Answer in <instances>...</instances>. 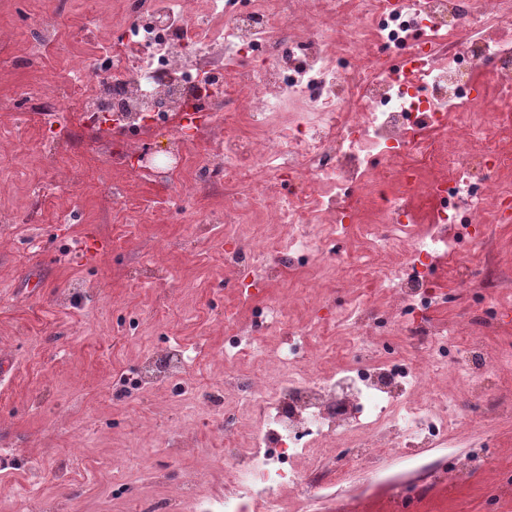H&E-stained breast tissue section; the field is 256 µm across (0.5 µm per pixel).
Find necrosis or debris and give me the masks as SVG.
Here are the masks:
<instances>
[{"instance_id": "1", "label": "necrosis or debris", "mask_w": 512, "mask_h": 512, "mask_svg": "<svg viewBox=\"0 0 512 512\" xmlns=\"http://www.w3.org/2000/svg\"><path fill=\"white\" fill-rule=\"evenodd\" d=\"M298 5L122 0L107 51L77 58L67 83L43 81L7 104L41 140L60 138L56 115L66 112L111 147L113 211L140 209L133 176L223 189L224 210L208 223L243 227L224 251L225 284L257 287L305 258L306 287L333 275L346 288L386 289L410 316L395 334L426 339V358L377 357L381 314L354 300L336 323L362 364L327 374L328 349L301 343L305 329L289 324L286 301L268 305L255 331L283 328L288 342L259 353L254 373L224 375L218 413L237 447L225 465L236 492L207 512H278L283 484L308 483L292 460L326 442L350 466L373 448L469 437L475 410L438 391L436 375L454 371L478 393L512 366L511 352L485 353L476 337L448 360L447 342L464 328L427 318L433 266L512 221V133L499 118L512 110V0H358L352 19L340 0H316L301 38L288 26ZM367 38L380 48L369 58L360 54ZM483 65L491 96L475 85ZM292 101L302 111H289ZM159 135L167 163H144ZM195 142L208 146L199 165L186 152ZM422 198L436 212L415 236ZM327 210L336 221L320 224ZM253 224L286 225L283 244L268 245ZM357 231L376 242L359 263L338 254Z\"/></svg>"}]
</instances>
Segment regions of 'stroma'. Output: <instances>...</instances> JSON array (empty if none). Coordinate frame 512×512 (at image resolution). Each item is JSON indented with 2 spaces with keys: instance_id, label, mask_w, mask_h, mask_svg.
Wrapping results in <instances>:
<instances>
[{
  "instance_id": "1",
  "label": "stroma",
  "mask_w": 512,
  "mask_h": 512,
  "mask_svg": "<svg viewBox=\"0 0 512 512\" xmlns=\"http://www.w3.org/2000/svg\"><path fill=\"white\" fill-rule=\"evenodd\" d=\"M55 7L59 40L51 48L35 43L8 48L21 58L40 51L43 69L56 80L69 76L75 54L105 50L111 27L86 33L91 11L112 12L116 0H0V27ZM0 126L14 129L21 145L0 161V209L14 213L0 223V360L11 366L0 380V512H17L13 491L37 483L39 512L45 497L64 500L67 512H166L179 494L183 470L202 469L200 496L218 500L230 486L224 462L231 450L205 396L224 381L225 330L248 328L255 309L288 300V312L304 324L310 340L344 352L347 338L335 325L313 319L295 272L247 297L224 285V239L234 225L208 224L204 217L224 208L220 193L189 185L140 183L138 194L170 206L167 222L151 215L113 212L106 196L112 171L85 142L78 154L43 147L19 112H0ZM83 179H66L68 171ZM60 183L62 196L81 214L63 224L49 205L40 222L21 209L35 183ZM489 246L505 274V284L484 304L471 301L454 267L435 274L437 300L430 315L448 327L474 318L481 306L497 313L483 338L490 352L512 349V223L497 225ZM164 252L160 268L148 259ZM172 348L184 349L190 363L183 383L196 386L199 412L189 431L191 451L173 455L163 444L182 413L177 383L147 386L130 377L143 360ZM488 404L503 415L484 418L468 440L413 451H375L372 460L337 475V449L299 459L313 484L281 489L284 512H400L403 488L415 489L412 512H512V492L489 500L485 475L473 471L455 482L436 474L465 455L485 451L491 469L512 474V368L489 382ZM154 454L153 467L165 470L158 485L140 470L125 469L134 449Z\"/></svg>"
}]
</instances>
